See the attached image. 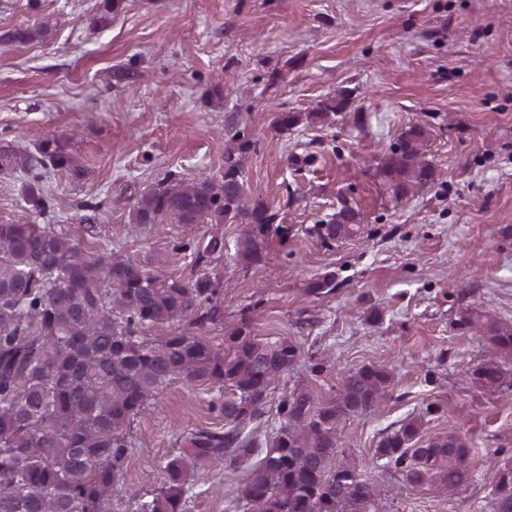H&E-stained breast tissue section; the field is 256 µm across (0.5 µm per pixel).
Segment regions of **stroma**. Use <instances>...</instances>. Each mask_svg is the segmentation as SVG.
<instances>
[{"instance_id":"1","label":"stroma","mask_w":512,"mask_h":512,"mask_svg":"<svg viewBox=\"0 0 512 512\" xmlns=\"http://www.w3.org/2000/svg\"><path fill=\"white\" fill-rule=\"evenodd\" d=\"M343 109L309 119L322 100ZM301 122L275 132L279 111ZM256 143L244 166L251 200L277 212L288 241L270 237L264 263L232 256L196 262L177 240L242 225L171 224L129 234L135 198L166 173L189 181L224 173V129ZM428 130L427 186L396 197L377 172L400 133ZM58 140L66 165L46 181L39 224L67 227L94 254L119 252L155 274L219 275L222 343L256 305L259 336L295 341L301 361L267 399L261 439L272 442L280 404L295 389L333 399L342 377L386 366L379 404L343 425L349 460L389 487L381 512H488L486 476L512 462V389L472 378L490 345L455 325L461 310L512 326V0H0V224L27 213L31 156ZM347 197L356 237L323 245L309 227ZM335 276L332 292L308 281ZM231 392L175 380L128 423L112 512L166 481L190 425L223 432L215 402ZM420 436L461 435L471 481L455 493L403 486L375 448L408 420ZM149 450H141L142 437ZM247 464L200 473L184 512H229Z\"/></svg>"}]
</instances>
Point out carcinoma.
I'll list each match as a JSON object with an SVG mask.
<instances>
[{"instance_id":"obj_1","label":"carcinoma","mask_w":512,"mask_h":512,"mask_svg":"<svg viewBox=\"0 0 512 512\" xmlns=\"http://www.w3.org/2000/svg\"><path fill=\"white\" fill-rule=\"evenodd\" d=\"M298 123L297 113L280 111L273 128L282 133ZM225 134L221 179L202 175L185 183L165 175L136 197L133 226L151 233L165 224H243L234 258L247 269L263 262L270 236L288 240V226L275 223L267 205L249 200L243 161L256 143L234 126ZM426 139L425 127L413 125L391 149L381 175L393 195L432 182ZM65 164L49 140L29 167L31 179ZM359 229L360 213L343 198L310 234L327 244ZM173 250H189L201 262L223 255L224 237L212 233ZM223 288L216 275H154L131 259L91 256L63 225L0 224V512H112L128 448L125 427L176 379L231 388L233 398L217 406L227 430L192 432L186 448L162 459L166 482L141 499L139 512H182L205 463L234 466L258 452V440L243 430L263 416L276 380L298 365L299 347L286 336L256 335L249 307L224 345L214 344L205 333L224 324ZM173 323L193 331L155 342L141 336ZM456 325L512 353V326L489 314L466 309ZM472 377L487 389L507 384L494 359L479 363ZM388 383L385 366H365L347 372L336 398L325 403L308 390L285 396L276 436L238 489L234 512H379L387 490L360 466L339 462L338 454L341 424L370 411ZM469 454L461 436L422 440L412 422L375 449V459L407 484L450 490L470 481ZM492 485L491 512H512V463L494 472Z\"/></svg>"}]
</instances>
